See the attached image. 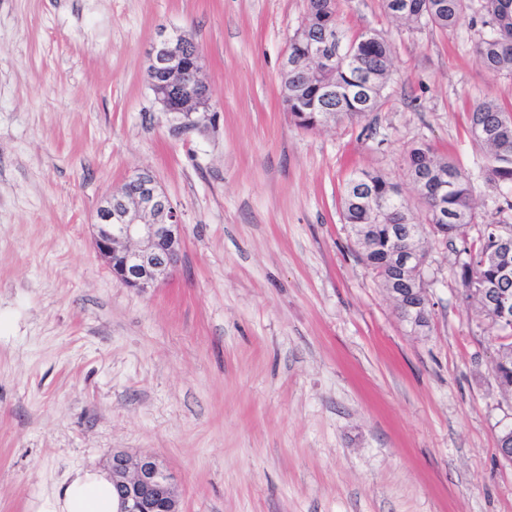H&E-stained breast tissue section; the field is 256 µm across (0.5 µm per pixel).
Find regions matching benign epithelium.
Masks as SVG:
<instances>
[{
  "label": "benign epithelium",
  "mask_w": 512,
  "mask_h": 512,
  "mask_svg": "<svg viewBox=\"0 0 512 512\" xmlns=\"http://www.w3.org/2000/svg\"><path fill=\"white\" fill-rule=\"evenodd\" d=\"M333 53L324 38L309 41L304 60L324 62ZM204 63L196 45L184 33L160 34L150 50L148 86L162 110L175 117L172 133L215 129L219 113L203 78ZM93 244L112 274L142 292L157 287L181 261L182 224L170 198L153 173L143 169L113 191L99 206L92 225ZM393 247L388 256L392 278L387 293L401 321L414 334L429 325L427 289L411 284L425 279L428 262L419 261L409 246L412 233L391 227ZM500 324L512 322V303L498 297L492 303ZM116 512H181L172 475L152 455L112 453Z\"/></svg>",
  "instance_id": "obj_1"
}]
</instances>
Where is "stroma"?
<instances>
[{"label":"stroma","instance_id":"35a3bbf8","mask_svg":"<svg viewBox=\"0 0 512 512\" xmlns=\"http://www.w3.org/2000/svg\"><path fill=\"white\" fill-rule=\"evenodd\" d=\"M307 0H0V512H42L113 452L150 454L182 512H512L498 451L512 399L497 327L456 275L512 189L486 182L476 103L512 107L477 29L408 27L339 0L347 37L386 39L377 111L307 131L281 61ZM192 36L217 129L177 137L148 86L159 34ZM427 144L474 180L477 221L429 243L430 327L402 323L342 217L353 171L406 200ZM150 169L183 224L157 288L117 281L91 226ZM503 347H505V353L502 356L503 361L498 360L495 363L494 373L501 391L504 394L512 395V341L499 345V348Z\"/></svg>","mask_w":512,"mask_h":512}]
</instances>
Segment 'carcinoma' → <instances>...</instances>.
Wrapping results in <instances>:
<instances>
[{
    "label": "carcinoma",
    "mask_w": 512,
    "mask_h": 512,
    "mask_svg": "<svg viewBox=\"0 0 512 512\" xmlns=\"http://www.w3.org/2000/svg\"><path fill=\"white\" fill-rule=\"evenodd\" d=\"M384 8L415 28H454L466 19L473 27L481 26L477 55L488 70L512 76V0H384ZM329 28L336 29L339 46L335 65L326 70H290L282 76L288 112L306 130L323 125L327 112L335 113L338 121L363 119L378 108L393 75L391 47L382 37L371 33L344 37L339 30L338 0H316L308 30L298 28L288 40L289 55L303 56L307 36ZM470 128L483 132L478 142L488 150L485 178L512 187V111L494 101H482L470 112ZM414 170L428 177L423 186L414 187L427 222L440 227L444 240L454 242L477 219L472 178L424 144L408 151L407 175ZM342 208L344 223L353 234H359L364 225L371 226L369 242L360 246L361 257L380 286L388 287V227L415 223L398 184L379 171L356 170L346 182ZM507 232L512 233V224L505 221L484 225L476 241L463 243L465 259L458 266L465 299L478 314L489 318L490 293L512 298V278L501 274V267H512V248L503 251L499 245ZM501 336L506 343L500 347L506 353L495 363L494 373L501 391L512 395V324L502 327Z\"/></svg>",
    "instance_id": "1"
}]
</instances>
